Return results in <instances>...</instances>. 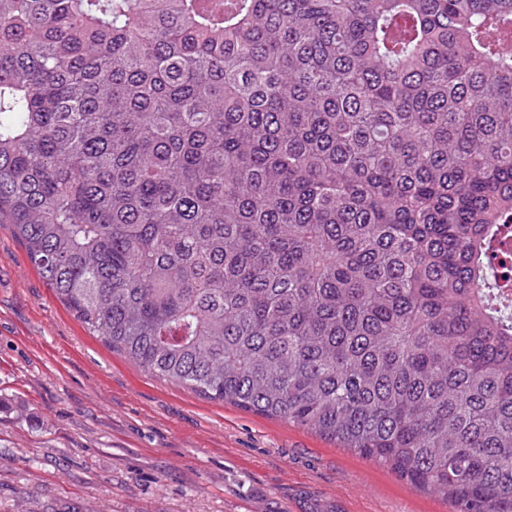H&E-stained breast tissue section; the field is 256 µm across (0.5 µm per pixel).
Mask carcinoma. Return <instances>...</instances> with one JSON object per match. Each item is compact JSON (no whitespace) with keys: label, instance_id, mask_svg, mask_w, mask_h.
<instances>
[{"label":"carcinoma","instance_id":"cac0c4a2","mask_svg":"<svg viewBox=\"0 0 512 512\" xmlns=\"http://www.w3.org/2000/svg\"><path fill=\"white\" fill-rule=\"evenodd\" d=\"M0 224L148 373L512 512V0H0Z\"/></svg>","mask_w":512,"mask_h":512}]
</instances>
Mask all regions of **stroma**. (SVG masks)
Masks as SVG:
<instances>
[{"mask_svg": "<svg viewBox=\"0 0 512 512\" xmlns=\"http://www.w3.org/2000/svg\"><path fill=\"white\" fill-rule=\"evenodd\" d=\"M0 512H448L296 424L90 334L0 224Z\"/></svg>", "mask_w": 512, "mask_h": 512, "instance_id": "obj_1", "label": "stroma"}]
</instances>
